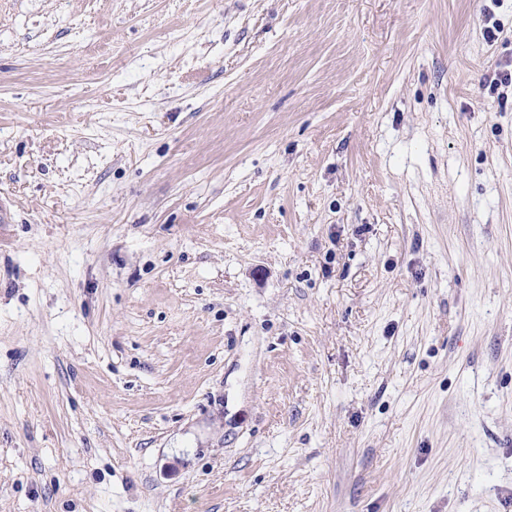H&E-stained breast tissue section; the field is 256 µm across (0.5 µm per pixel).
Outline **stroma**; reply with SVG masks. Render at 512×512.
<instances>
[{"label": "stroma", "mask_w": 512, "mask_h": 512, "mask_svg": "<svg viewBox=\"0 0 512 512\" xmlns=\"http://www.w3.org/2000/svg\"><path fill=\"white\" fill-rule=\"evenodd\" d=\"M497 69L512 0H0V512H512Z\"/></svg>", "instance_id": "35a3bbf8"}]
</instances>
